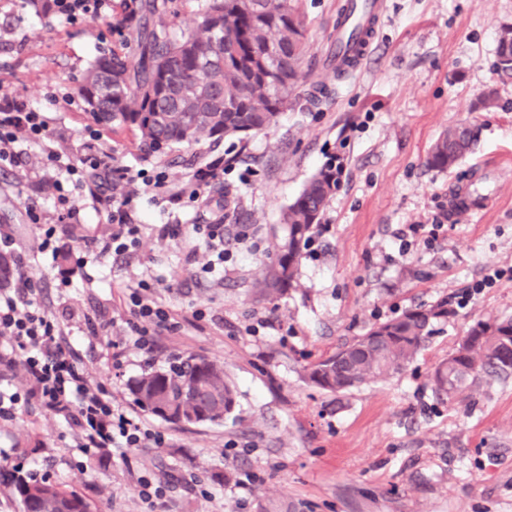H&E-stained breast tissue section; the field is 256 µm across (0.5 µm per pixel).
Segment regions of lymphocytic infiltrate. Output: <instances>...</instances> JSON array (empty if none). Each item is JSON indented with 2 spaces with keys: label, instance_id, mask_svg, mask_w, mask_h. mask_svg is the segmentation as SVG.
Instances as JSON below:
<instances>
[{
  "label": "lymphocytic infiltrate",
  "instance_id": "obj_1",
  "mask_svg": "<svg viewBox=\"0 0 512 512\" xmlns=\"http://www.w3.org/2000/svg\"><path fill=\"white\" fill-rule=\"evenodd\" d=\"M36 149L40 162L30 172L35 189H51L55 212L43 228V248H50L58 229L81 221L86 210L106 205L111 232L102 252L121 253L135 246L140 229L133 224L131 197L112 203L113 188L130 180L127 168L118 164L95 133L84 138L83 150L72 157L59 151L49 119L16 97L0 94V167L18 165L25 149ZM224 173L223 158L195 169L187 183L171 184L158 174L145 181L154 198L171 207L198 201L204 187ZM17 277L10 288L0 289V416L12 417L29 404L61 416L83 453L101 448H156L165 441L143 415L122 399L91 383L79 369L80 356L72 344L71 330L31 294L38 283L35 267L16 261ZM133 322L135 346L153 351L159 337L180 332L182 319L159 298L155 288L139 282L124 301ZM26 378L24 390L12 389L16 371Z\"/></svg>",
  "mask_w": 512,
  "mask_h": 512
}]
</instances>
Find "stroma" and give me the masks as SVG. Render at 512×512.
I'll use <instances>...</instances> for the list:
<instances>
[{"mask_svg":"<svg viewBox=\"0 0 512 512\" xmlns=\"http://www.w3.org/2000/svg\"><path fill=\"white\" fill-rule=\"evenodd\" d=\"M342 2L297 0L309 53L298 103L275 127L194 147L199 164L227 159L224 197L173 211L132 182L141 234L126 253L85 247L105 223L94 213L41 250L27 208L36 160L0 168V226L16 253L37 258L35 297L82 336L92 382L128 403L129 383L145 370L193 354L223 363L238 390L224 425L181 427L154 416L151 424L167 434L163 446L103 451L89 462L55 415L30 405L0 419V448L12 452L5 468L78 492L92 512H512V376L479 377L451 400L430 382L474 322L512 316L511 279L467 292L489 269L512 265V81L495 70L512 0H384L365 67L339 78L323 56ZM0 28L8 31L0 90L46 112L58 147L79 154L91 122L68 99L116 35L103 23L75 26L29 12L23 0H0ZM488 88L496 91L490 108L480 102ZM460 122L476 131L474 153L447 171L428 167L434 142ZM100 137L144 178L161 172L179 184L193 171L167 155H142L128 132ZM332 154L344 172L325 211L327 232L306 247L297 289L258 299L251 285L273 253L282 209ZM217 214L249 239L228 243L232 259L207 273V250L190 232ZM167 224L182 234L163 235ZM404 224L443 230L404 254L394 236ZM63 252L69 259L61 264ZM143 279L178 314H206L149 355L132 346L123 305ZM441 300L453 314L402 371L338 395L306 381L310 363L374 324ZM92 323L98 335H89ZM142 476L171 481L163 500L139 497Z\"/></svg>","mask_w":512,"mask_h":512,"instance_id":"1","label":"stroma"}]
</instances>
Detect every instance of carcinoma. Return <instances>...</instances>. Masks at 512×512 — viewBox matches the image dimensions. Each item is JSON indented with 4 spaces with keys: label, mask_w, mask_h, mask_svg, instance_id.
<instances>
[{
    "label": "carcinoma",
    "mask_w": 512,
    "mask_h": 512,
    "mask_svg": "<svg viewBox=\"0 0 512 512\" xmlns=\"http://www.w3.org/2000/svg\"><path fill=\"white\" fill-rule=\"evenodd\" d=\"M117 8L109 28L120 36L127 17L143 20L136 29L139 55L125 51L119 40L90 65L78 93L96 124L131 131L144 154L242 140L276 125L279 114L296 102L308 47L303 21L290 0H203L177 37L164 27L161 0H119ZM474 141L473 129L450 127L435 142L427 164L446 170ZM338 186L332 159L282 210V235L253 285L259 297L274 300L298 287L303 250ZM450 314L445 300L407 309L311 363L307 379L337 394L397 373L431 336L434 324ZM468 335L475 340L457 347L431 374L433 390L442 398L455 397L482 373L512 375V364L502 360V354L512 352L511 317L479 320ZM130 392L140 408L172 424L179 423L180 410L207 411V401L220 400L224 414L208 419L221 425L238 398L224 365L195 355L144 372L131 382ZM0 482L23 512H91L76 492L46 478L23 476L17 468L0 472Z\"/></svg>",
    "instance_id": "obj_1"
}]
</instances>
